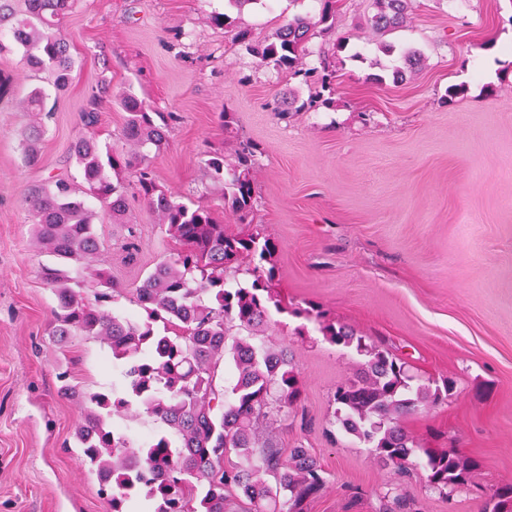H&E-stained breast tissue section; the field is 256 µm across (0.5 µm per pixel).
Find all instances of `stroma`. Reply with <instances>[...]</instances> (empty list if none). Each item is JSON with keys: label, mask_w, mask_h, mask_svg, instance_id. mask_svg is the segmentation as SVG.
Here are the masks:
<instances>
[{"label": "stroma", "mask_w": 512, "mask_h": 512, "mask_svg": "<svg viewBox=\"0 0 512 512\" xmlns=\"http://www.w3.org/2000/svg\"><path fill=\"white\" fill-rule=\"evenodd\" d=\"M319 8L270 0L245 6L237 24L257 45ZM223 10L224 0H79L63 23L74 78L55 96L38 168L18 151L35 118L16 99L34 81L20 51L0 53L11 78L0 98V512H107L95 472L63 443L82 395L109 386L113 368L99 341L49 335L56 300L41 269L56 260L35 248L25 201L48 173L78 178L68 148L104 83L173 114L152 168L178 197L219 199L208 153L230 161L241 144L257 147V229L278 245L275 291L289 308L265 343L289 349L302 390L271 435L284 449L303 442L330 474L307 512H381V492L398 485L420 512H483L487 488L512 482V0H409L403 25L386 33L368 22L373 0H338L332 31L316 33L305 58L315 67L321 51L345 45L332 59V103L314 108L318 86L260 66L211 23ZM412 51L420 64L393 79ZM292 101L302 111L279 118L276 106ZM129 201L134 228L96 227L109 274L127 288L176 248L138 195ZM311 303L407 358L415 384L453 380L447 400L401 425L418 447L476 460L472 487L439 494L425 471L403 475L344 431L331 396L360 357L300 316ZM65 381L79 397L60 393Z\"/></svg>", "instance_id": "1"}]
</instances>
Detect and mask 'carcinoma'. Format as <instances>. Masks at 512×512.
Wrapping results in <instances>:
<instances>
[{"label": "carcinoma", "instance_id": "obj_1", "mask_svg": "<svg viewBox=\"0 0 512 512\" xmlns=\"http://www.w3.org/2000/svg\"><path fill=\"white\" fill-rule=\"evenodd\" d=\"M319 2L318 22L296 16L253 52L263 66L327 88V59L320 70L302 66L317 24L332 20L336 7V0ZM405 2L373 0L371 26L379 31L399 26ZM77 4L0 0V33L22 51L40 81L18 98L26 112H52L51 96L41 83L60 92L72 80L75 64L62 22ZM211 22L234 29L240 43L249 40L248 31L227 13L212 16ZM118 104L127 113L118 134L121 148L104 153L95 136L79 135L70 145L69 159L81 184L49 176L26 195L36 245L60 262L42 268L57 299L49 335L97 339L122 368L109 388L84 396V413L75 427L78 455L95 467L109 512H134L140 500L147 512H306L326 485L325 470L303 444L285 455L258 435L261 422L276 420L301 396L287 350L254 343L267 328L270 307L284 310L272 294L277 245L258 232L226 230L204 198L176 200L151 170L152 154L168 143L166 122H157L152 108L131 91ZM100 106L101 95H93L81 114L86 128L98 123ZM19 153L27 166L41 163L40 124L23 135ZM254 153L244 144L227 171L224 156L215 152L205 160L211 178L221 185L222 205L240 224L253 221ZM126 171L135 173L137 195L179 248L139 283L122 289L102 266L94 226L98 220L134 223L124 186L109 176ZM87 196L101 204V213L87 205ZM245 256L258 259L249 270L250 286L225 287L224 273ZM122 292L145 316L112 311L114 294ZM233 330L236 338L228 346ZM321 332L329 343L353 346L364 357L358 374L332 395L342 427L368 445L380 463L408 472L415 467L416 445L401 419L423 400L437 404L447 399L453 385L415 389L403 359L366 344L343 325L324 323ZM227 356L234 368L230 387L217 382ZM141 420L159 425L144 443L129 433L130 423ZM231 453L238 462L224 463ZM423 467L428 485L442 494L468 487L477 469L455 448L425 451ZM382 499L399 512H413L400 487L386 490ZM483 512H512V484L490 489Z\"/></svg>", "mask_w": 512, "mask_h": 512}]
</instances>
